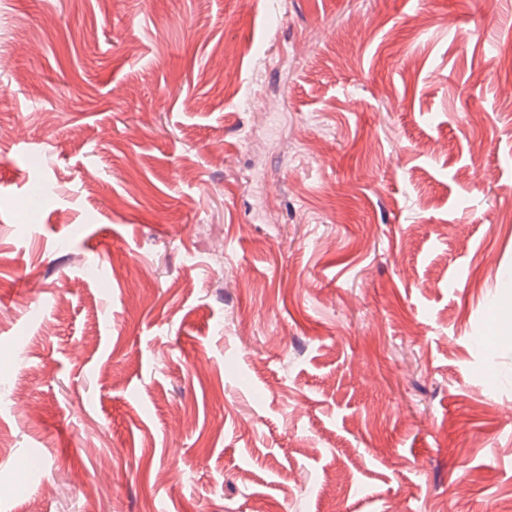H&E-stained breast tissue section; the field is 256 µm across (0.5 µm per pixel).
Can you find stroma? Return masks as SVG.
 I'll return each mask as SVG.
<instances>
[{"instance_id": "1", "label": "stroma", "mask_w": 512, "mask_h": 512, "mask_svg": "<svg viewBox=\"0 0 512 512\" xmlns=\"http://www.w3.org/2000/svg\"><path fill=\"white\" fill-rule=\"evenodd\" d=\"M0 129V512L512 499V0H0Z\"/></svg>"}]
</instances>
